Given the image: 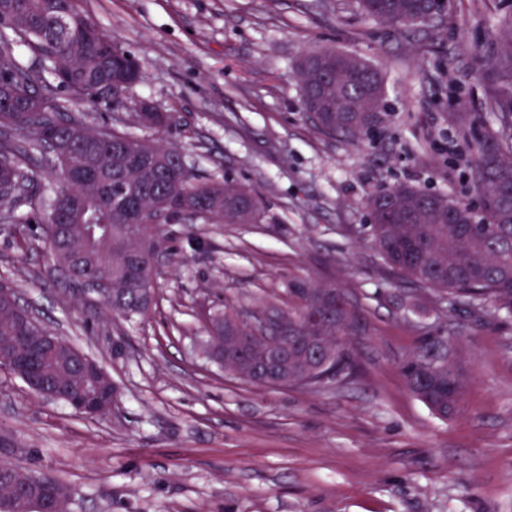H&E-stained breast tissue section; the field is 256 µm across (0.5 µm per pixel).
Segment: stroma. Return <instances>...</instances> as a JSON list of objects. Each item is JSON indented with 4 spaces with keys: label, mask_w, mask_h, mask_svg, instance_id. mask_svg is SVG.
I'll use <instances>...</instances> for the list:
<instances>
[{
    "label": "stroma",
    "mask_w": 512,
    "mask_h": 512,
    "mask_svg": "<svg viewBox=\"0 0 512 512\" xmlns=\"http://www.w3.org/2000/svg\"><path fill=\"white\" fill-rule=\"evenodd\" d=\"M139 60L129 103L170 113L154 139L195 174L249 187L254 224L160 227L145 317L76 297L39 231L0 224V282L119 387L112 412L80 416L0 370V433L15 461L77 491L72 512H512V326L447 300L378 255L367 193L406 183L478 198L461 112L489 116L478 72L512 0H451L446 19L390 27L349 0H75ZM355 54L385 78L388 122L349 143L301 108L308 50ZM344 288L362 317L354 369L318 389L227 376L204 356L210 311L287 306L291 278ZM446 326L469 384L463 411L435 417L407 390L403 361Z\"/></svg>",
    "instance_id": "35a3bbf8"
}]
</instances>
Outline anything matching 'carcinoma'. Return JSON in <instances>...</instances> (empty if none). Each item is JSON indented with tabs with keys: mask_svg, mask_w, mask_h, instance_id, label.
Wrapping results in <instances>:
<instances>
[{
	"mask_svg": "<svg viewBox=\"0 0 512 512\" xmlns=\"http://www.w3.org/2000/svg\"><path fill=\"white\" fill-rule=\"evenodd\" d=\"M367 17L395 27L414 26L417 19L441 16L430 0H355ZM497 56L489 105L492 126L476 133L468 148L474 155L473 185L480 208L444 194L397 184L368 193L373 242L385 264L416 283L448 294V309L462 302L475 311L489 303L502 321H512V143L496 132L512 131V17L496 24ZM127 51L76 11L73 0H0V76H9L0 96L11 99L13 111H0V223L45 224V238L56 266L73 283L105 281L101 303L113 315L133 318L148 313L153 303L157 241L155 225L184 215L204 224H253L260 218L258 200L250 189L189 172L180 149L143 136L121 132L113 125L92 123L79 112L66 115V104L81 107L99 100L103 70ZM304 112H323L316 127L327 135L356 141L370 134L363 117L384 112V78L371 65L361 67L342 54L310 51L298 63ZM140 80L132 77L115 87L102 103L110 110L127 107L126 94ZM46 166L56 174L43 179L33 171ZM340 306L326 313L330 295ZM288 319L298 336L321 326L326 349L336 368L325 379L304 380L305 364L288 344V386L322 387L353 369L351 337L361 329L360 314L345 289L312 278L288 282ZM28 309L14 301L0 304V367L22 381L27 374L10 359L21 330L18 317ZM440 335L421 337L401 372L407 390L440 418L455 415L464 401L467 380L458 366V348L446 369L424 372L420 358L434 351ZM208 358L231 375L234 367L256 361L251 349L229 351L207 339ZM46 352L40 359L39 394L54 383L76 391L95 385L110 394L117 390L112 376L86 377L81 357ZM22 445L0 437V512H28L19 490L35 476L9 460ZM58 499L52 512H67L69 485L55 481Z\"/></svg>",
	"mask_w": 512,
	"mask_h": 512,
	"instance_id": "carcinoma-1",
	"label": "carcinoma"
}]
</instances>
